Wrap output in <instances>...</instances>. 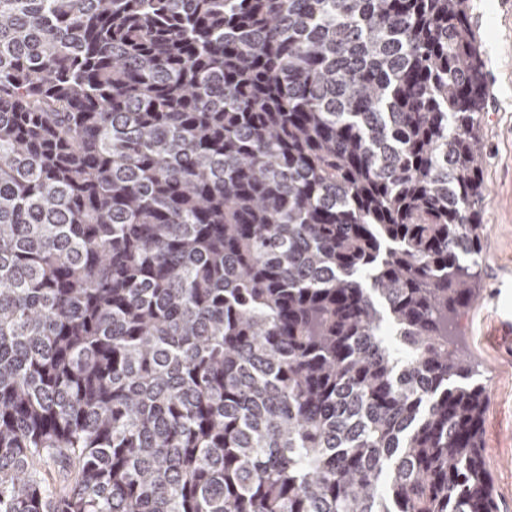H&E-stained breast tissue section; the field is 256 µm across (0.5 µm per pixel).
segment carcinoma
<instances>
[{
	"label": "carcinoma",
	"mask_w": 512,
	"mask_h": 512,
	"mask_svg": "<svg viewBox=\"0 0 512 512\" xmlns=\"http://www.w3.org/2000/svg\"><path fill=\"white\" fill-rule=\"evenodd\" d=\"M485 98L470 0H0V512H494Z\"/></svg>",
	"instance_id": "obj_1"
}]
</instances>
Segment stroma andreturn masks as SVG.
<instances>
[{
	"instance_id": "stroma-1",
	"label": "stroma",
	"mask_w": 512,
	"mask_h": 512,
	"mask_svg": "<svg viewBox=\"0 0 512 512\" xmlns=\"http://www.w3.org/2000/svg\"><path fill=\"white\" fill-rule=\"evenodd\" d=\"M488 87L481 125L485 199L477 298L457 341L486 387L481 447L495 512H512V0H471Z\"/></svg>"
}]
</instances>
